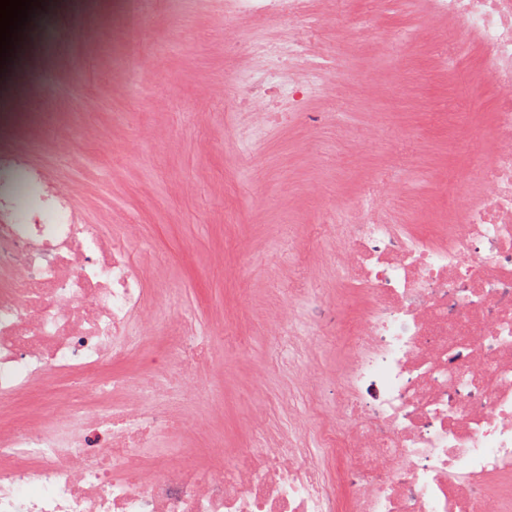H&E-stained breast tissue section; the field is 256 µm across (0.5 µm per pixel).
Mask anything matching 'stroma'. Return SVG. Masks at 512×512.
Masks as SVG:
<instances>
[{"instance_id": "1", "label": "stroma", "mask_w": 512, "mask_h": 512, "mask_svg": "<svg viewBox=\"0 0 512 512\" xmlns=\"http://www.w3.org/2000/svg\"><path fill=\"white\" fill-rule=\"evenodd\" d=\"M36 13L42 21L25 49L29 82L22 105L0 119V150L38 142L31 165L65 185L86 220L131 232L133 257L150 281L173 289L201 333L223 332L215 390L224 417L214 429L225 447H252L257 414L288 422L278 405L283 376L270 368L288 353L268 338V312L287 303L289 289L329 288L333 300L304 298L301 312L335 334L361 305L339 279L309 282L307 269L329 247L319 226L338 205L362 202L372 170L401 183L392 215L421 230L443 222L448 202L436 182L469 164L448 150L457 135L448 115L482 99L470 131L493 151L490 80L476 57L449 58L447 42L415 45L407 92L424 101L425 116L398 103L366 112L343 93L345 122L375 129V154L337 140L319 102L269 127L263 145L247 153L227 135L233 111L224 84L248 60L250 36L226 38L221 0H91L85 11L41 0ZM359 21L409 38L439 25L428 0H389L381 18ZM99 25L116 29L115 43L85 42L84 29ZM70 133L78 137L76 165L54 149L55 138Z\"/></svg>"}]
</instances>
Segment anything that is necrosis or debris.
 Listing matches in <instances>:
<instances>
[{"instance_id":"obj_1","label":"necrosis or debris","mask_w":512,"mask_h":512,"mask_svg":"<svg viewBox=\"0 0 512 512\" xmlns=\"http://www.w3.org/2000/svg\"><path fill=\"white\" fill-rule=\"evenodd\" d=\"M252 24L251 61L225 85L242 118L233 138L259 144L285 113L306 111L351 68L324 37L327 22L356 44L369 36L348 0H222ZM450 47L475 52L495 90L496 147L471 173L474 191L449 194L456 221L424 234L383 203L372 179L362 203L341 207L325 264L367 306L346 325L347 359L335 408L319 427L297 411L327 339L304 321L295 290L270 323L295 358L279 398L288 428H260L229 461L223 443L191 461L218 360L174 292L152 285L122 236L83 222L66 192L24 170L26 148L0 154V408L42 390L35 417L0 426V512H512V0H430ZM396 70L356 89L413 112L403 63L409 43L382 32ZM160 336L149 380L113 365Z\"/></svg>"}]
</instances>
